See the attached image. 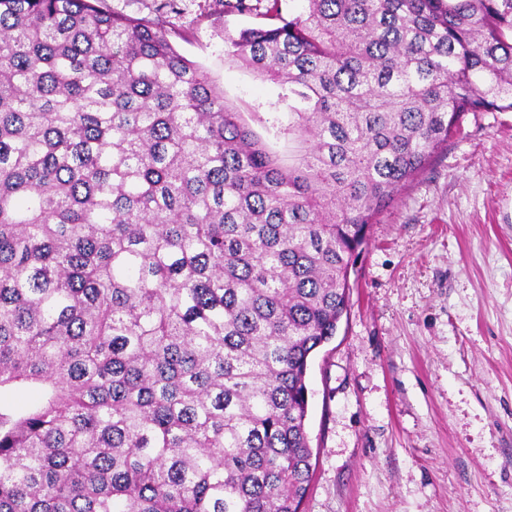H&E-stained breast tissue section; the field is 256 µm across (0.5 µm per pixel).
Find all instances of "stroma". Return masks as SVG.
<instances>
[{
    "instance_id": "1",
    "label": "stroma",
    "mask_w": 512,
    "mask_h": 512,
    "mask_svg": "<svg viewBox=\"0 0 512 512\" xmlns=\"http://www.w3.org/2000/svg\"><path fill=\"white\" fill-rule=\"evenodd\" d=\"M178 0L170 40L239 105L275 95L224 60L267 25ZM350 307L308 366L301 512H512V112L467 114L368 230Z\"/></svg>"
}]
</instances>
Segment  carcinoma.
<instances>
[{"mask_svg":"<svg viewBox=\"0 0 512 512\" xmlns=\"http://www.w3.org/2000/svg\"><path fill=\"white\" fill-rule=\"evenodd\" d=\"M305 2L224 32L260 134L175 0H0V512H300L370 225L512 111V0ZM160 0H106V6L112 11L133 17L154 16L157 2Z\"/></svg>","mask_w":512,"mask_h":512,"instance_id":"1","label":"carcinoma"}]
</instances>
